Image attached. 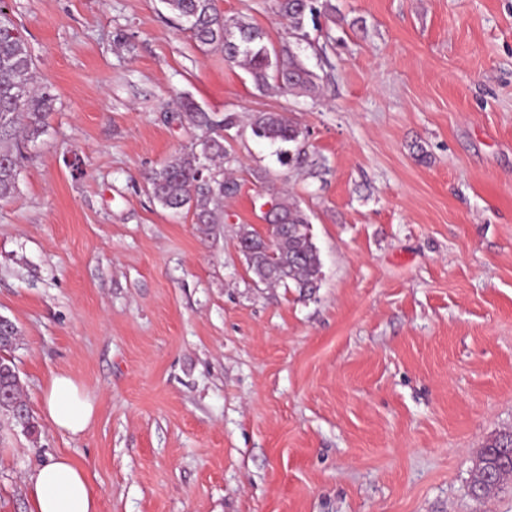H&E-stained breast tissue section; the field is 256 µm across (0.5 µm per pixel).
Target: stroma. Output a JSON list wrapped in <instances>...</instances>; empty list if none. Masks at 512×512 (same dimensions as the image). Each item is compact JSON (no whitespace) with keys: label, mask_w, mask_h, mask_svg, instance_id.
<instances>
[{"label":"stroma","mask_w":512,"mask_h":512,"mask_svg":"<svg viewBox=\"0 0 512 512\" xmlns=\"http://www.w3.org/2000/svg\"><path fill=\"white\" fill-rule=\"evenodd\" d=\"M55 96L0 201V315L36 431L0 419V512L66 454L100 512H512L469 492L512 431V0H331L299 53L313 95L262 91L163 0H0ZM288 42L271 0H217ZM215 115L283 112L323 178L247 124L220 224L163 209L147 176ZM287 192L316 292L257 288L242 225ZM96 400L79 437L41 410L53 375Z\"/></svg>","instance_id":"1"}]
</instances>
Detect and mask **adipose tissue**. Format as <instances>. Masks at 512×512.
<instances>
[{
  "label": "adipose tissue",
  "mask_w": 512,
  "mask_h": 512,
  "mask_svg": "<svg viewBox=\"0 0 512 512\" xmlns=\"http://www.w3.org/2000/svg\"><path fill=\"white\" fill-rule=\"evenodd\" d=\"M50 424L82 435L95 417V399L69 375L52 378L43 394ZM30 512H99V499L83 468L60 454L40 465L28 482Z\"/></svg>",
  "instance_id": "ef3b65f1"
}]
</instances>
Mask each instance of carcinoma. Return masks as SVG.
<instances>
[{"label":"carcinoma","mask_w":512,"mask_h":512,"mask_svg":"<svg viewBox=\"0 0 512 512\" xmlns=\"http://www.w3.org/2000/svg\"><path fill=\"white\" fill-rule=\"evenodd\" d=\"M168 9L186 24L194 40L202 46H218L228 63L246 67L257 88L276 83L282 88L311 95L316 92V76L308 70L290 45L269 47L266 31L243 20H227L216 0H165ZM275 12L288 23L290 34L299 40L309 36L306 20L316 22L322 14L320 0H273ZM54 95L37 85L33 51L10 16L0 7V199L17 190L21 164L26 159L24 143L44 134L45 119L53 109ZM183 118L204 131L199 148L153 171L149 178L153 200L173 214L193 212L197 224L224 223L222 202L237 195L241 184L224 177L214 166L218 159L232 162L224 147V132L238 126V116L226 112L221 118L192 101L182 103ZM252 134L279 144L277 160L284 166L305 169L311 178L323 174L324 164L306 149L307 133L281 112L258 111L251 115ZM276 225L259 231L244 226L239 243L251 244L244 255L255 286H293L303 297L319 287L321 260L308 232V214L298 205L272 196ZM17 327L0 332V413L28 433L36 425L27 408H16L21 399L20 378L12 359L6 356L16 345ZM512 481V432L495 436L477 459L474 497L490 498Z\"/></svg>","instance_id":"obj_1"}]
</instances>
